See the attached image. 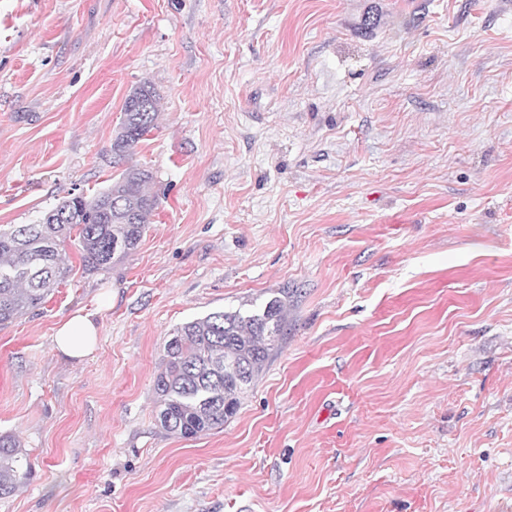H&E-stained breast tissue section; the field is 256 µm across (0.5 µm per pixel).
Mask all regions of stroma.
<instances>
[{
	"label": "stroma",
	"mask_w": 512,
	"mask_h": 512,
	"mask_svg": "<svg viewBox=\"0 0 512 512\" xmlns=\"http://www.w3.org/2000/svg\"><path fill=\"white\" fill-rule=\"evenodd\" d=\"M378 17L369 33L366 12ZM138 249L0 325V512H512V0H0V227L105 189ZM289 289L223 428L157 421L173 330ZM93 313L94 353L55 348ZM141 100L145 108L132 109L131 101ZM158 99L154 89L145 84L136 87L124 102V117L120 131L112 142V153L119 160L128 159L134 154L137 144L150 133L155 126L158 113ZM28 473L19 442L12 435L0 434V497L12 494Z\"/></svg>",
	"instance_id": "stroma-1"
}]
</instances>
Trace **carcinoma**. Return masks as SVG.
Wrapping results in <instances>:
<instances>
[{"mask_svg":"<svg viewBox=\"0 0 512 512\" xmlns=\"http://www.w3.org/2000/svg\"><path fill=\"white\" fill-rule=\"evenodd\" d=\"M112 153L120 160L155 126L154 89L135 88L124 102ZM153 172L132 164L101 192L63 201L36 224L0 228V324L42 305L67 278L61 251L77 240L83 267L99 271L138 247L157 209L143 191ZM288 290L261 309L218 311L186 322L166 342L154 379L164 431L192 438L220 429L262 372L288 330ZM29 473L19 442L0 434V497L12 494Z\"/></svg>","mask_w":512,"mask_h":512,"instance_id":"cac0c4a2","label":"carcinoma"}]
</instances>
